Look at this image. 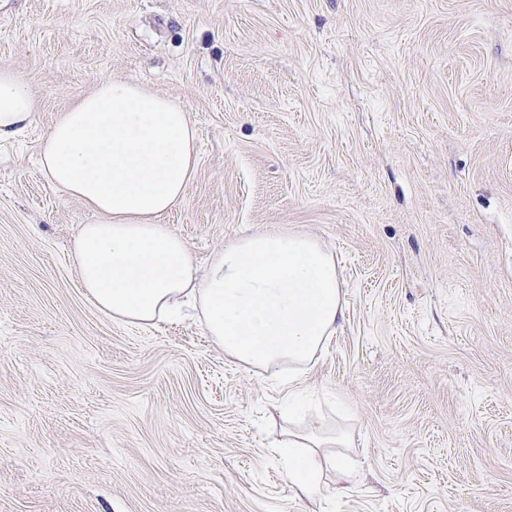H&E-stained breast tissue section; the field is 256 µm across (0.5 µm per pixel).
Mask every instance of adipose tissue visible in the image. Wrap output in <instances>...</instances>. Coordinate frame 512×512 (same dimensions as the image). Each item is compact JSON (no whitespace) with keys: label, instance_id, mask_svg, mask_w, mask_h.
<instances>
[{"label":"adipose tissue","instance_id":"ef3b65f1","mask_svg":"<svg viewBox=\"0 0 512 512\" xmlns=\"http://www.w3.org/2000/svg\"><path fill=\"white\" fill-rule=\"evenodd\" d=\"M38 93L0 69V141L34 122ZM197 132L187 112L140 85L110 80L60 113L39 146L50 186L98 216L82 225L71 258L86 297L112 320L156 327L196 318L226 357L270 369L309 363L344 317L335 257L315 238L264 231L200 267L162 218L185 196ZM345 435L317 422L288 429L279 454L305 498L325 493L319 451Z\"/></svg>","mask_w":512,"mask_h":512}]
</instances>
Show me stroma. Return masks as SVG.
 <instances>
[{
	"label": "stroma",
	"mask_w": 512,
	"mask_h": 512,
	"mask_svg": "<svg viewBox=\"0 0 512 512\" xmlns=\"http://www.w3.org/2000/svg\"><path fill=\"white\" fill-rule=\"evenodd\" d=\"M0 68L39 98L0 144V512H512V0H0ZM107 80L196 127L164 221L200 264L270 228L335 254L345 318L306 367L86 298L98 218L38 150ZM314 418L349 437L344 497L271 448Z\"/></svg>",
	"instance_id": "stroma-1"
}]
</instances>
